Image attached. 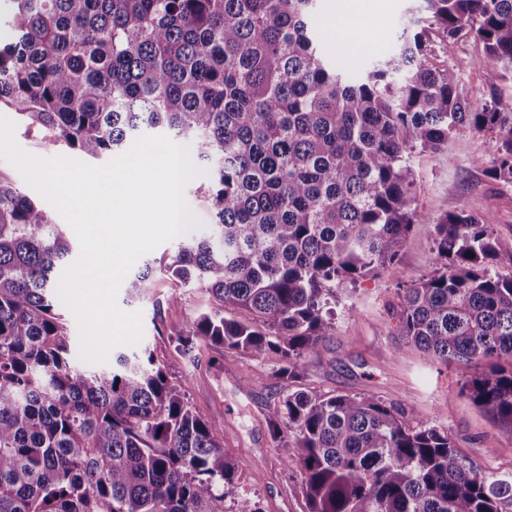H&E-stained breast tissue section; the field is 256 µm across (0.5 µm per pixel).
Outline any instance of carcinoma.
Here are the masks:
<instances>
[{"label": "carcinoma", "mask_w": 512, "mask_h": 512, "mask_svg": "<svg viewBox=\"0 0 512 512\" xmlns=\"http://www.w3.org/2000/svg\"><path fill=\"white\" fill-rule=\"evenodd\" d=\"M0 105L80 154H120L158 131L196 147L212 233L179 241L166 271L214 306L177 348L272 353L296 376L332 328L337 287L393 267L414 224L437 266L406 290L400 335L448 365H487L463 390L512 423V239L475 213L415 205L411 154L465 126L498 139L492 179L512 184V95L470 103L430 62L431 32L472 36L487 82L512 76V0H421L397 53L351 79L318 47L315 0H14ZM474 257H467V253ZM69 246L0 175V512H227L225 436L151 356L82 370L57 312ZM145 262L131 297L154 288ZM377 395L290 389L269 410L302 466L307 512H512V473L458 453L448 430Z\"/></svg>", "instance_id": "cac0c4a2"}]
</instances>
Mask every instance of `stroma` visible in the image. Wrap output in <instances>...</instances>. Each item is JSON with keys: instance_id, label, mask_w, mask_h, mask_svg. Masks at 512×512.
Instances as JSON below:
<instances>
[{"instance_id": "1", "label": "stroma", "mask_w": 512, "mask_h": 512, "mask_svg": "<svg viewBox=\"0 0 512 512\" xmlns=\"http://www.w3.org/2000/svg\"><path fill=\"white\" fill-rule=\"evenodd\" d=\"M419 0H371L361 16L365 53H346L332 18L336 0H316L318 36L329 62L348 77L360 76L367 65L391 56L403 27L417 16ZM439 64L459 75L473 105L488 101L492 92L512 94V80L490 87L485 81L489 62L474 37L436 41ZM0 116L16 123L15 140L28 154L51 159L74 158L65 144L42 127L19 121L1 107ZM497 152L489 131L461 128L440 150L411 157L417 186L416 204L430 218L413 225L392 269L339 290L336 316L329 335L311 356L298 362L296 378L274 376L275 360L250 356L227 346L201 345L192 354L178 351L173 339L211 305L208 293L184 284L166 272L173 242L146 252L155 269L152 298L129 300L128 281H121L118 306L141 315L142 336L126 353L150 351L175 385H186L189 403L212 430L224 433L225 453L236 468L237 487L226 506L234 512L239 493L257 496L264 512H305L302 470L295 449L275 442L267 414L284 388L306 387L323 393L377 394L387 403L417 413L420 421L447 428L455 448L482 469L512 471V424L477 406L461 387L473 367L444 366L403 345L398 313L406 288L428 276L436 263L432 220L454 212L478 213L503 238H512V184L488 175Z\"/></svg>"}]
</instances>
